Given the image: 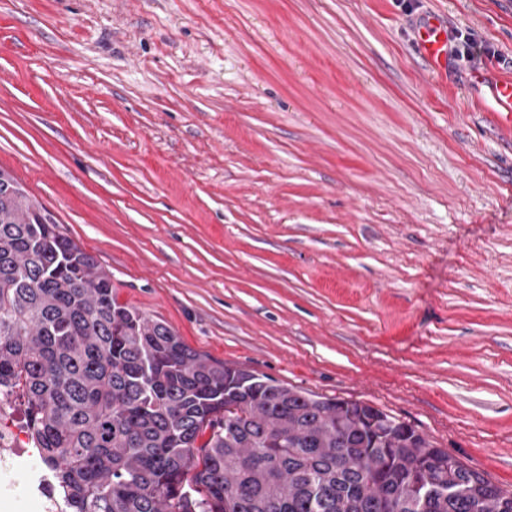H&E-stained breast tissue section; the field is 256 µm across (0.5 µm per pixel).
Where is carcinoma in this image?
I'll return each mask as SVG.
<instances>
[{
  "instance_id": "carcinoma-1",
  "label": "carcinoma",
  "mask_w": 512,
  "mask_h": 512,
  "mask_svg": "<svg viewBox=\"0 0 512 512\" xmlns=\"http://www.w3.org/2000/svg\"><path fill=\"white\" fill-rule=\"evenodd\" d=\"M68 512H512V492L360 401L189 348L0 170V393Z\"/></svg>"
}]
</instances>
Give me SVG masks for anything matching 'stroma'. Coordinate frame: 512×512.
Masks as SVG:
<instances>
[{
	"label": "stroma",
	"instance_id": "obj_1",
	"mask_svg": "<svg viewBox=\"0 0 512 512\" xmlns=\"http://www.w3.org/2000/svg\"><path fill=\"white\" fill-rule=\"evenodd\" d=\"M484 73L512 80V0H0V169L119 303L512 490V135ZM415 42L429 64L439 69L448 63V28L432 17L416 30Z\"/></svg>",
	"mask_w": 512,
	"mask_h": 512
}]
</instances>
